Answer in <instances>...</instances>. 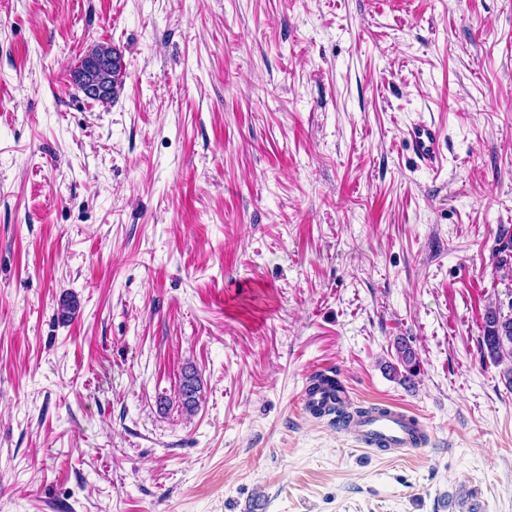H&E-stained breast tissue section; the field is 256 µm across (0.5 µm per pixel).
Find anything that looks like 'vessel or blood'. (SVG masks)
I'll use <instances>...</instances> for the list:
<instances>
[{"label": "vessel or blood", "mask_w": 512, "mask_h": 512, "mask_svg": "<svg viewBox=\"0 0 512 512\" xmlns=\"http://www.w3.org/2000/svg\"><path fill=\"white\" fill-rule=\"evenodd\" d=\"M406 137L422 165L428 168L439 166L441 156L434 126L424 122L415 124L407 130ZM350 432L367 447L382 444L390 448L412 449L416 446L417 432L410 415L394 406L358 417Z\"/></svg>", "instance_id": "vessel-or-blood-1"}]
</instances>
